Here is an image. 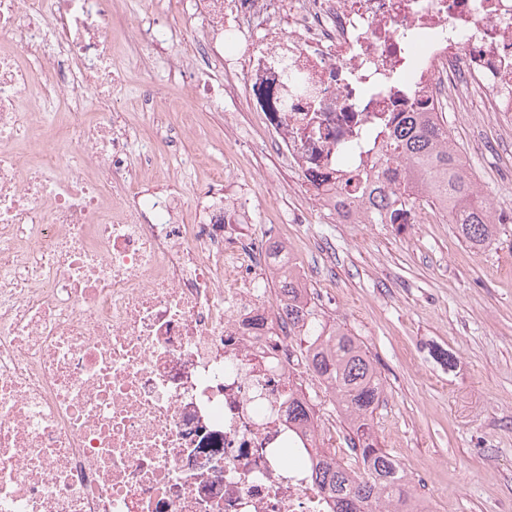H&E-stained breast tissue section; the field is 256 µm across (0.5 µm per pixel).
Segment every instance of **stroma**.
I'll use <instances>...</instances> for the list:
<instances>
[{"label": "stroma", "instance_id": "stroma-1", "mask_svg": "<svg viewBox=\"0 0 512 512\" xmlns=\"http://www.w3.org/2000/svg\"><path fill=\"white\" fill-rule=\"evenodd\" d=\"M165 29L164 48L139 44L140 22ZM114 22L130 37L114 55L124 79L112 109L140 121L146 99L170 102L193 124L167 162L187 190L224 179V209L240 239L274 235L305 274L328 326L358 336L384 382L373 429L400 461L409 491L432 512H512V223L472 252L445 218L417 224H343L263 139L245 77L247 47L284 32V15L241 23L239 44L212 0H124ZM478 183L512 208V150L491 151L492 118L447 113ZM303 221L289 223L291 214Z\"/></svg>", "mask_w": 512, "mask_h": 512}]
</instances>
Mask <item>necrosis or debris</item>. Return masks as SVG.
Returning <instances> with one entry per match:
<instances>
[{"instance_id": "1", "label": "necrosis or debris", "mask_w": 512, "mask_h": 512, "mask_svg": "<svg viewBox=\"0 0 512 512\" xmlns=\"http://www.w3.org/2000/svg\"><path fill=\"white\" fill-rule=\"evenodd\" d=\"M115 0H0V512H334L282 297L181 127L112 109ZM283 13L248 81L268 140L361 223L401 112L493 113L512 140V0H235ZM95 110L94 120L85 113Z\"/></svg>"}]
</instances>
